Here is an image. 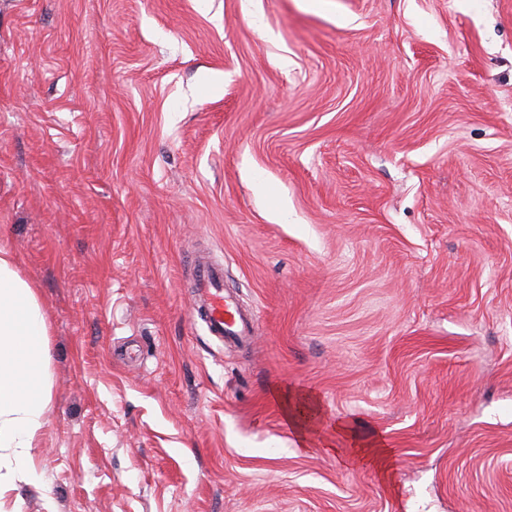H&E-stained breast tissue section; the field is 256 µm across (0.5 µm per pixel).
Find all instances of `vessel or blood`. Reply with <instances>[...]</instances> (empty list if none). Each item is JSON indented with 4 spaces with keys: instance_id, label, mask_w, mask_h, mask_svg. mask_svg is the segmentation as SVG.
I'll list each match as a JSON object with an SVG mask.
<instances>
[{
    "instance_id": "vessel-or-blood-1",
    "label": "vessel or blood",
    "mask_w": 512,
    "mask_h": 512,
    "mask_svg": "<svg viewBox=\"0 0 512 512\" xmlns=\"http://www.w3.org/2000/svg\"><path fill=\"white\" fill-rule=\"evenodd\" d=\"M194 310L206 322L212 336L234 342L250 341L253 313L241 309L235 298L224 289V266L208 254H199L191 282Z\"/></svg>"
}]
</instances>
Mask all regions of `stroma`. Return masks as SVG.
<instances>
[{
    "mask_svg": "<svg viewBox=\"0 0 512 512\" xmlns=\"http://www.w3.org/2000/svg\"><path fill=\"white\" fill-rule=\"evenodd\" d=\"M0 248L49 351L7 512H512V0H0ZM305 393L352 433L299 449ZM190 288L195 299L193 310L204 319L212 336L234 342L252 339L254 314L241 309L235 298L224 290V264L200 253Z\"/></svg>",
    "mask_w": 512,
    "mask_h": 512,
    "instance_id": "35a3bbf8",
    "label": "stroma"
}]
</instances>
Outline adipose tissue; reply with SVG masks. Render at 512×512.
I'll list each match as a JSON object with an SVG mask.
<instances>
[{
  "mask_svg": "<svg viewBox=\"0 0 512 512\" xmlns=\"http://www.w3.org/2000/svg\"><path fill=\"white\" fill-rule=\"evenodd\" d=\"M48 325L31 285L0 249V499L13 475L34 478L32 450L44 425Z\"/></svg>",
  "mask_w": 512,
  "mask_h": 512,
  "instance_id": "ef3b65f1",
  "label": "adipose tissue"
}]
</instances>
